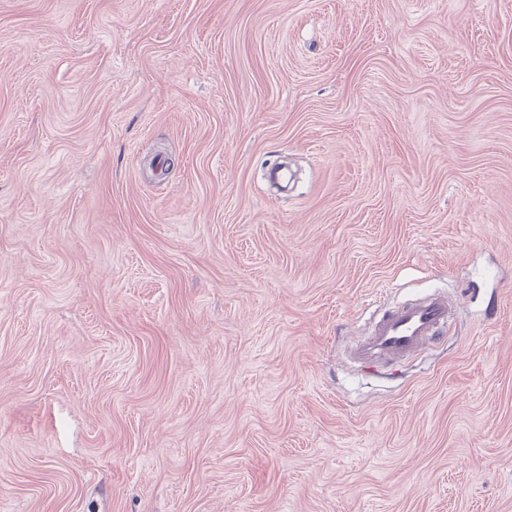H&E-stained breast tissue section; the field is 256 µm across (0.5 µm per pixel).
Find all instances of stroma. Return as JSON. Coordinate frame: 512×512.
Returning <instances> with one entry per match:
<instances>
[{
    "instance_id": "stroma-1",
    "label": "stroma",
    "mask_w": 512,
    "mask_h": 512,
    "mask_svg": "<svg viewBox=\"0 0 512 512\" xmlns=\"http://www.w3.org/2000/svg\"><path fill=\"white\" fill-rule=\"evenodd\" d=\"M0 512H512V0H0ZM454 315L448 297L441 294L387 308L352 346L351 358L367 368L403 363L426 344L440 340Z\"/></svg>"
}]
</instances>
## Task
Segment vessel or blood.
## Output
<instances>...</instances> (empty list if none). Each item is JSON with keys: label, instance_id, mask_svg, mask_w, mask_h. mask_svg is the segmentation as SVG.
<instances>
[{"label": "vessel or blood", "instance_id": "b4317fda", "mask_svg": "<svg viewBox=\"0 0 512 512\" xmlns=\"http://www.w3.org/2000/svg\"><path fill=\"white\" fill-rule=\"evenodd\" d=\"M454 315L452 304L441 294L387 308L352 346L350 355L368 368L398 365L440 340Z\"/></svg>", "mask_w": 512, "mask_h": 512}]
</instances>
